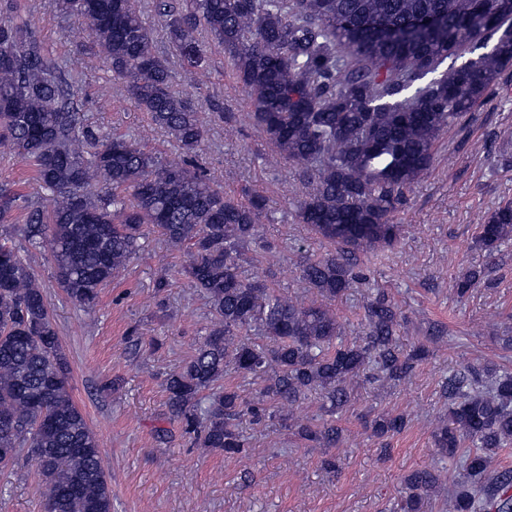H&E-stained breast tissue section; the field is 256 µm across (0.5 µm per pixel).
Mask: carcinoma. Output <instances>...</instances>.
I'll list each match as a JSON object with an SVG mask.
<instances>
[{"label": "carcinoma", "mask_w": 512, "mask_h": 512, "mask_svg": "<svg viewBox=\"0 0 512 512\" xmlns=\"http://www.w3.org/2000/svg\"><path fill=\"white\" fill-rule=\"evenodd\" d=\"M62 15L84 26L93 57L125 83L129 97L167 131L184 154L167 163L127 135L96 133L59 63L6 10L0 16V147L34 162L49 191L29 202L20 231L49 246L70 300L90 307L141 249L144 226L162 228L174 248L188 247L184 273L213 313L205 341L165 382L167 406L199 448L244 456L239 422L265 413L231 387L215 388L233 369L265 382L260 396L280 404L279 419L310 392L329 416L297 434L336 447V411L349 387L373 374L381 382L413 373L424 345H399V320L385 299L365 311L366 342L345 344L336 315L277 294L243 275L246 251L261 242L266 199L241 203L214 186L194 160L207 129L191 103L172 90L134 0H58ZM169 44L191 75L205 73L201 35L228 54L248 93L254 119L279 154L299 166L313 193L297 217L335 250L306 257L301 276L332 299L352 287L354 252L394 244L391 214L431 167L439 137L459 122L512 66V36L492 27L512 21V0H155ZM419 16L437 23L408 31ZM478 41L472 67L451 66L423 86L438 63ZM20 196L0 185V220ZM512 238V204L494 210L479 242L492 253ZM254 331L262 344L241 341ZM47 300L20 251L0 243V467L27 449L43 483L44 512H112L96 435L75 404ZM210 391L208 403L199 395ZM448 423L433 439L438 455H463L466 476L452 512H512V469L491 466L512 443V373L467 366L448 377ZM401 416L374 422L378 436L401 432ZM440 480L418 470L405 478L396 512H420Z\"/></svg>", "instance_id": "obj_1"}]
</instances>
